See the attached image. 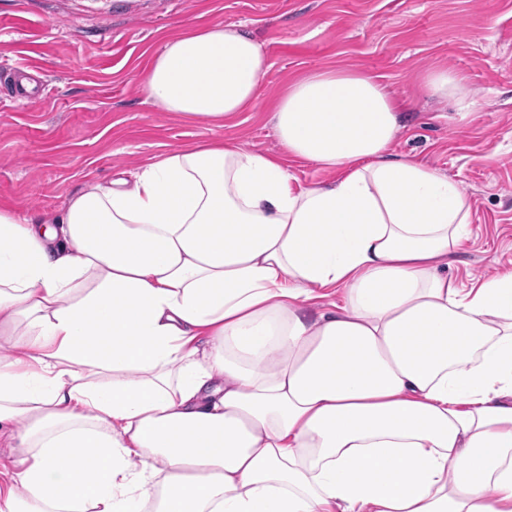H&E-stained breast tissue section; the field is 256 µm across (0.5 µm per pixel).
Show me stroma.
Segmentation results:
<instances>
[{"instance_id":"obj_1","label":"stroma","mask_w":512,"mask_h":512,"mask_svg":"<svg viewBox=\"0 0 512 512\" xmlns=\"http://www.w3.org/2000/svg\"><path fill=\"white\" fill-rule=\"evenodd\" d=\"M240 23L271 64L255 105L217 127L145 103L134 77L188 22ZM45 93L11 97L14 65ZM337 67L378 78L404 103L393 149L455 180L471 238L458 283L512 269V0H0V204L52 216L87 176L109 181L153 156L212 138L279 149L269 101L299 73ZM464 76L475 103L446 104L422 76Z\"/></svg>"}]
</instances>
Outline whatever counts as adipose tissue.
<instances>
[{"label":"adipose tissue","instance_id":"adipose-tissue-1","mask_svg":"<svg viewBox=\"0 0 512 512\" xmlns=\"http://www.w3.org/2000/svg\"><path fill=\"white\" fill-rule=\"evenodd\" d=\"M269 69L192 24L137 84L222 127ZM422 85L471 113L457 73ZM272 112L280 153L213 140L40 221L0 207V512H512V270L449 276L470 207L391 154L385 83L306 71ZM288 167L305 184H319L330 178V175L319 166L310 162L287 160Z\"/></svg>","mask_w":512,"mask_h":512}]
</instances>
